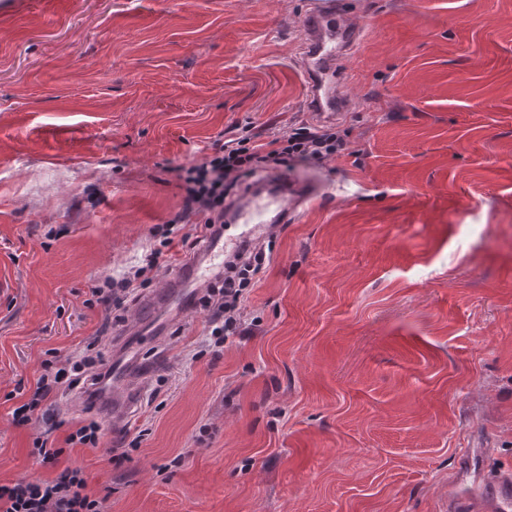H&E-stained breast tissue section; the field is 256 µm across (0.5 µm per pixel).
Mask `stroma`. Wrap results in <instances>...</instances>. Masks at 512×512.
Returning <instances> with one entry per match:
<instances>
[{
    "instance_id": "obj_1",
    "label": "stroma",
    "mask_w": 512,
    "mask_h": 512,
    "mask_svg": "<svg viewBox=\"0 0 512 512\" xmlns=\"http://www.w3.org/2000/svg\"><path fill=\"white\" fill-rule=\"evenodd\" d=\"M308 0H0V483L47 479L12 411L49 351L153 366L132 422L72 449L109 512H448L467 448L512 467V0H343L345 149L240 171L319 191L268 229L248 332L204 309L102 332L92 290L185 215L175 167L310 124ZM118 445L128 458L109 462Z\"/></svg>"
}]
</instances>
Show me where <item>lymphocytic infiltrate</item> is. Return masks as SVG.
<instances>
[{
  "label": "lymphocytic infiltrate",
  "mask_w": 512,
  "mask_h": 512,
  "mask_svg": "<svg viewBox=\"0 0 512 512\" xmlns=\"http://www.w3.org/2000/svg\"><path fill=\"white\" fill-rule=\"evenodd\" d=\"M343 147L342 139L330 128L313 130L300 126L261 143L246 127L236 138L217 141L201 162L177 167L175 173L185 191L186 211L203 216L200 231L207 236L213 233L215 225L223 223L224 184L242 167L258 168L270 162L282 163L291 157L321 163L336 156ZM162 257V250L151 249L140 265L132 267L122 279H105L92 290L96 303L111 308L113 302L129 294L135 284L147 281L149 274L159 267ZM265 261L262 249L243 244L225 262L220 286L205 288L201 304L210 315L213 346H223L227 336L242 334L241 300ZM42 369L27 401L13 410L12 418L18 426L40 421L32 453L42 465L55 468L57 474L50 479L23 478L0 484V512H107L106 497L88 492L81 469L61 464L65 448L97 447L99 424L92 419L82 420L66 436L65 447L60 448L54 437L60 424L51 411L55 397L64 389L92 398L97 396L101 385L110 378L104 368L103 355L91 342L79 352L44 360Z\"/></svg>",
  "instance_id": "obj_1"
}]
</instances>
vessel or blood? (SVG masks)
<instances>
[{
    "mask_svg": "<svg viewBox=\"0 0 512 512\" xmlns=\"http://www.w3.org/2000/svg\"><path fill=\"white\" fill-rule=\"evenodd\" d=\"M357 43V33L336 0H312L302 25L299 60L306 79L308 108L318 120H337L348 109L341 86L350 82L353 74L344 62L354 53ZM307 196L303 186L282 183L268 196H245L238 202L236 213L244 223L252 224L262 221L270 209L274 212L273 223L284 224ZM218 257L214 247L205 246L178 268L175 282H210ZM112 378L108 399L112 419L123 422L138 406V386L121 364L114 367ZM483 454L480 448H468L462 453V465L448 493V512H512V470H485L479 463Z\"/></svg>",
    "mask_w": 512,
    "mask_h": 512,
    "instance_id": "obj_1",
    "label": "vessel or blood"
}]
</instances>
